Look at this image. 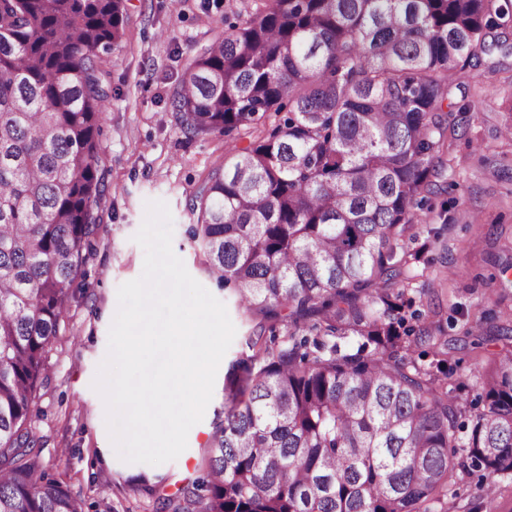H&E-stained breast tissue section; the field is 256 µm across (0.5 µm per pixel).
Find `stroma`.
I'll return each mask as SVG.
<instances>
[{"instance_id": "obj_1", "label": "stroma", "mask_w": 512, "mask_h": 512, "mask_svg": "<svg viewBox=\"0 0 512 512\" xmlns=\"http://www.w3.org/2000/svg\"><path fill=\"white\" fill-rule=\"evenodd\" d=\"M236 0H125V36L109 56L112 98L98 135L106 170V208L92 258L48 353L50 381L36 393L34 427L48 472L85 499L86 512H156L137 485L140 476L160 479L166 493L203 476L207 441L224 410V379L188 446L174 461L158 466L129 464L117 455L105 422V405L93 389L108 351V333L118 307L117 289L140 277L144 250L133 237L146 204L164 201L173 221L172 248L190 275L224 299L237 339L235 357L251 326L234 300L225 299L186 230L193 217L188 197L232 155L233 138L187 137L166 107L188 60L224 29V15ZM460 94L471 106L456 140L448 147V189L430 199L428 219L415 223L418 243H429L425 280L433 293L429 308L459 325L512 328V279L501 264L512 262V52L496 51L491 64L468 69ZM499 348L489 341H462L459 365L448 377L458 402L470 406L475 372ZM458 495L447 512H512V482L500 481L493 506L480 498L476 478L458 473Z\"/></svg>"}]
</instances>
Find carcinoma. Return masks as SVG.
<instances>
[{
  "label": "carcinoma",
  "mask_w": 512,
  "mask_h": 512,
  "mask_svg": "<svg viewBox=\"0 0 512 512\" xmlns=\"http://www.w3.org/2000/svg\"><path fill=\"white\" fill-rule=\"evenodd\" d=\"M124 0H0V512H85L48 477L32 406L104 223L97 135ZM512 0H240L170 107L233 161L190 197L211 277L262 322L224 366L206 476L164 512H438L457 470L512 478V335L466 413L448 322L414 310L426 195L458 134L453 82ZM288 328L278 340L276 325Z\"/></svg>",
  "instance_id": "1"
}]
</instances>
